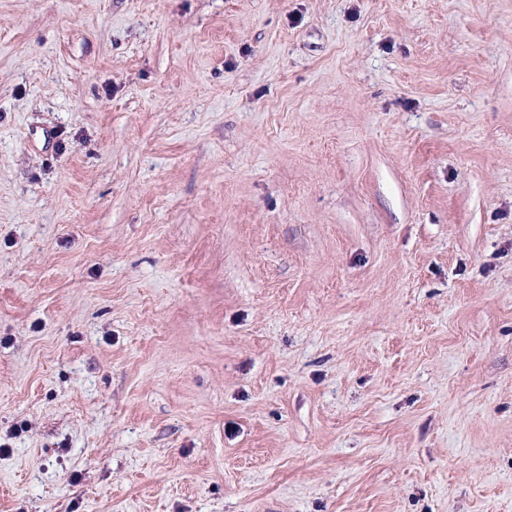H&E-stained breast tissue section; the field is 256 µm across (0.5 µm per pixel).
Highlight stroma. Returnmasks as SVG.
I'll return each instance as SVG.
<instances>
[{
    "mask_svg": "<svg viewBox=\"0 0 512 512\" xmlns=\"http://www.w3.org/2000/svg\"><path fill=\"white\" fill-rule=\"evenodd\" d=\"M0 512H512V0H0Z\"/></svg>",
    "mask_w": 512,
    "mask_h": 512,
    "instance_id": "35a3bbf8",
    "label": "stroma"
}]
</instances>
